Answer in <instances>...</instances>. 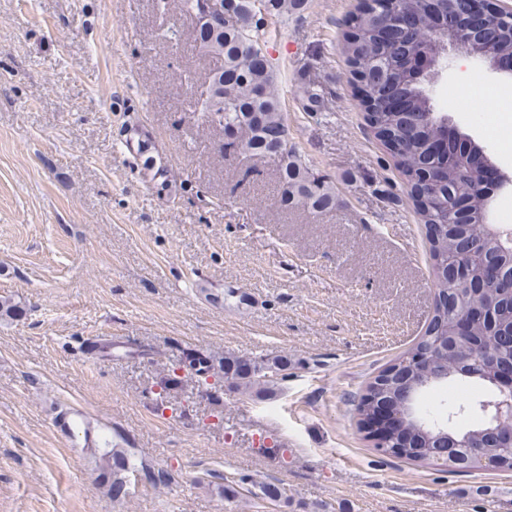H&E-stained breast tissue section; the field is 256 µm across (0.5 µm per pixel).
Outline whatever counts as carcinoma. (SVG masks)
Segmentation results:
<instances>
[{"label": "carcinoma", "instance_id": "carcinoma-1", "mask_svg": "<svg viewBox=\"0 0 512 512\" xmlns=\"http://www.w3.org/2000/svg\"><path fill=\"white\" fill-rule=\"evenodd\" d=\"M399 0H373V4L361 3L346 21L344 49L353 68L357 92L362 105L368 112L370 125L376 134L384 139L397 168L405 177L416 210L425 225L438 226V234L429 239V252L433 265L460 259L470 270L471 278L481 275L480 254L491 252L494 243L483 237L481 216L474 218L470 225L469 238L479 243L473 251H465V243L448 233V224L453 215L448 211V191L466 196L478 193L484 184L483 168L469 166L461 172L458 167H441L443 177L434 182L423 178V165L431 158L435 141L444 137V126L434 122L417 123V115L429 110L431 103L421 94L411 75L395 79V85L402 88L407 96L410 111L393 112L382 105L380 75L383 67L398 53L393 43H386L378 37V31L385 20L391 17L392 8ZM303 0H264V7L274 17L286 18L302 8ZM224 8L235 18V22L212 24L203 23L193 28L194 50L205 58L216 62L208 73L209 96L202 102V112L211 111L214 99L223 103L224 127H238L244 130L240 141L232 149L252 156H263L266 152L265 130L285 125L277 93V73L262 52L269 30L255 22L250 13V0H224ZM440 27V16L423 11L422 27L419 32L420 44L411 49V65L416 71L427 74L431 68L430 58L440 53L441 47L435 39ZM477 58L512 54V18L498 20L486 39L472 47ZM137 155L144 157V170L161 173L154 169L149 139H137L132 146ZM280 195L283 208L304 207L325 210L336 206L338 196L335 182L327 175L317 174L309 167L295 148L285 147L280 155ZM458 314L446 309L435 308L434 314L422 336L407 351L396 357L388 367L381 370L367 382L357 404L361 416H368L375 407L390 394L387 373L392 368L424 352L433 359V366L448 369V385L434 387L430 394L441 391L448 393L444 399L446 412L434 414L422 412L430 422L441 425L453 424L463 434L470 435L471 447L466 449L465 471L472 472L486 468L485 460L495 459L494 469L512 472V451L507 448H492L478 437L479 424L465 425L463 421L477 416V406L484 397L468 388L481 383L459 375V366L474 363L480 352L467 343L453 341ZM182 369L195 379L198 391L210 393L216 383L209 379L216 377L215 359L205 353H189L180 360ZM288 367L284 356L224 357V379L243 394H274L283 380ZM485 387L490 383L481 384ZM384 453L416 464H428L434 458L415 448H406L400 435L395 433L385 441ZM89 458L102 466V475L107 479L112 497L126 495L129 476L143 472L151 483H165L168 477L163 472H153L146 464L135 458L125 448H91Z\"/></svg>", "mask_w": 512, "mask_h": 512}]
</instances>
